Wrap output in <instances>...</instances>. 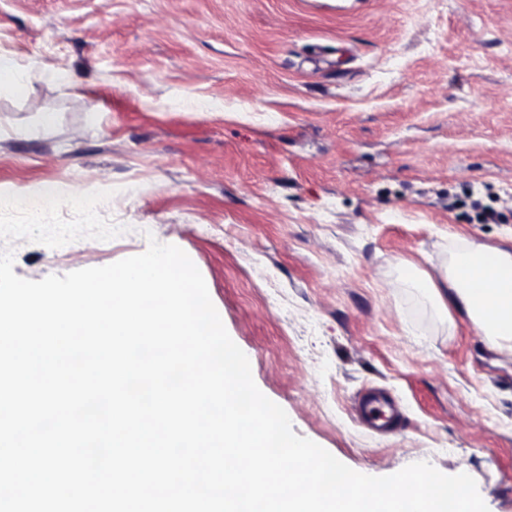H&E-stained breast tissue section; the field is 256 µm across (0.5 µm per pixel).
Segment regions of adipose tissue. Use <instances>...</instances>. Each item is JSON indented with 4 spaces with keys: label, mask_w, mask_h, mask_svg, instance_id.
Returning <instances> with one entry per match:
<instances>
[{
    "label": "adipose tissue",
    "mask_w": 512,
    "mask_h": 512,
    "mask_svg": "<svg viewBox=\"0 0 512 512\" xmlns=\"http://www.w3.org/2000/svg\"><path fill=\"white\" fill-rule=\"evenodd\" d=\"M422 285L440 308L463 310L496 351L512 356V245L469 246Z\"/></svg>",
    "instance_id": "obj_1"
}]
</instances>
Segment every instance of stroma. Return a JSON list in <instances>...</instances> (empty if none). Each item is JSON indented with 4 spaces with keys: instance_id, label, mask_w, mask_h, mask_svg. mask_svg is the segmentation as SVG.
Instances as JSON below:
<instances>
[{
    "instance_id": "1",
    "label": "stroma",
    "mask_w": 512,
    "mask_h": 512,
    "mask_svg": "<svg viewBox=\"0 0 512 512\" xmlns=\"http://www.w3.org/2000/svg\"><path fill=\"white\" fill-rule=\"evenodd\" d=\"M0 53V191L62 187L0 210L17 276L176 245L296 435L512 512V358L406 279L512 238V0H0ZM372 386L394 433L353 414ZM57 188L53 184H45L34 194H23L14 196L21 199L22 203L16 202L8 207L16 208L25 214L38 215L52 212L55 209Z\"/></svg>"
}]
</instances>
